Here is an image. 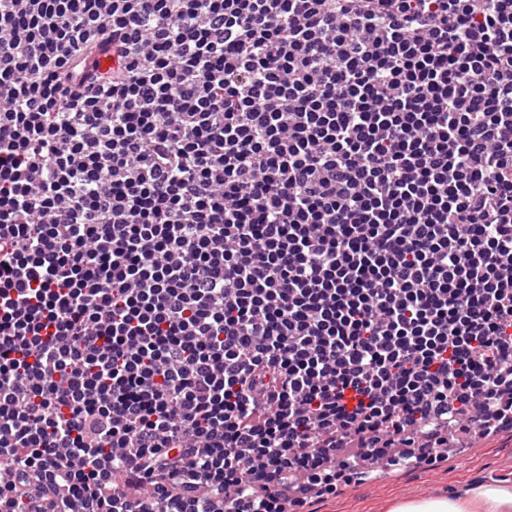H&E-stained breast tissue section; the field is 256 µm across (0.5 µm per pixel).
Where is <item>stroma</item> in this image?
Masks as SVG:
<instances>
[{"label":"stroma","instance_id":"stroma-1","mask_svg":"<svg viewBox=\"0 0 512 512\" xmlns=\"http://www.w3.org/2000/svg\"><path fill=\"white\" fill-rule=\"evenodd\" d=\"M512 480V430L496 437H473L460 454L433 465L385 469L362 483L342 487L335 496L309 504L308 512H387L390 500L451 489L471 480Z\"/></svg>","mask_w":512,"mask_h":512}]
</instances>
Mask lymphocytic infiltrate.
<instances>
[{
	"label": "lymphocytic infiltrate",
	"mask_w": 512,
	"mask_h": 512,
	"mask_svg": "<svg viewBox=\"0 0 512 512\" xmlns=\"http://www.w3.org/2000/svg\"><path fill=\"white\" fill-rule=\"evenodd\" d=\"M507 426L512 0H0V512H306Z\"/></svg>",
	"instance_id": "1"
}]
</instances>
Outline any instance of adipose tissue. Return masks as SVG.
Segmentation results:
<instances>
[{
  "label": "adipose tissue",
  "instance_id": "1",
  "mask_svg": "<svg viewBox=\"0 0 512 512\" xmlns=\"http://www.w3.org/2000/svg\"><path fill=\"white\" fill-rule=\"evenodd\" d=\"M388 512H512V482L476 481L452 494H425L394 499Z\"/></svg>",
  "mask_w": 512,
  "mask_h": 512
}]
</instances>
